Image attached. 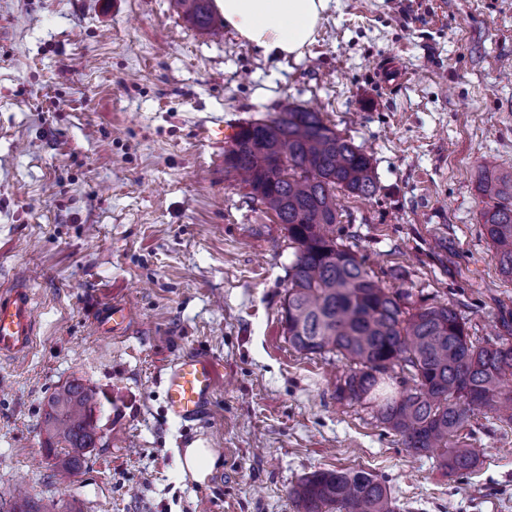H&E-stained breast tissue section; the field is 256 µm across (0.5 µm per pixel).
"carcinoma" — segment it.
<instances>
[{
  "instance_id": "obj_1",
  "label": "carcinoma",
  "mask_w": 512,
  "mask_h": 512,
  "mask_svg": "<svg viewBox=\"0 0 512 512\" xmlns=\"http://www.w3.org/2000/svg\"><path fill=\"white\" fill-rule=\"evenodd\" d=\"M198 31L221 22L212 0H175ZM285 159L282 174L277 160ZM252 198L287 226L294 245L282 305L288 343L304 353L334 352L344 369L336 395L372 404L376 419L417 454L437 453L452 475L476 470L484 449L458 439L470 412L494 408L512 422V343L477 346L449 303L415 305L407 290L382 286L351 247L336 235L342 213L338 193L371 197L378 191L371 158L328 126L321 113L288 100L272 118L239 126L224 155ZM478 191L481 222L500 264L512 279V172L483 168ZM95 393L79 380L48 400L42 430L53 469L78 472L109 437L94 419ZM298 512H397L387 481L356 469L317 470L289 491ZM7 512H58L54 501L14 498Z\"/></svg>"
}]
</instances>
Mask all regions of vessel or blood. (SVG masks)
I'll list each match as a JSON object with an SVG mask.
<instances>
[{"label": "vessel or blood", "mask_w": 512, "mask_h": 512, "mask_svg": "<svg viewBox=\"0 0 512 512\" xmlns=\"http://www.w3.org/2000/svg\"><path fill=\"white\" fill-rule=\"evenodd\" d=\"M97 323L102 330L126 329L128 311L112 305L101 312ZM36 331L32 298L28 289L7 288L0 291V354H23L30 350ZM216 366L204 356L190 355L176 361L165 373L164 390L167 409L176 419H199L216 388Z\"/></svg>", "instance_id": "vessel-or-blood-1"}]
</instances>
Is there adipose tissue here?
I'll return each instance as SVG.
<instances>
[{
	"label": "adipose tissue",
	"instance_id": "obj_1",
	"mask_svg": "<svg viewBox=\"0 0 512 512\" xmlns=\"http://www.w3.org/2000/svg\"><path fill=\"white\" fill-rule=\"evenodd\" d=\"M330 0H216L226 25L271 59L298 58L313 43Z\"/></svg>",
	"mask_w": 512,
	"mask_h": 512
}]
</instances>
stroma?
Instances as JSON below:
<instances>
[{
  "label": "stroma",
  "mask_w": 512,
  "mask_h": 512,
  "mask_svg": "<svg viewBox=\"0 0 512 512\" xmlns=\"http://www.w3.org/2000/svg\"><path fill=\"white\" fill-rule=\"evenodd\" d=\"M286 99L372 158L376 195H339L336 227L366 267L454 304L476 343L512 335L476 183L512 170V0H331L280 62L196 31L174 0H0V289L27 279L36 312L29 352L0 355V504L23 489L83 512H297L289 489L337 467L386 478L401 512H512L511 422L474 411L463 434L483 463L448 475L337 398L336 354L289 345L288 232L203 136ZM114 303L134 322L100 334ZM190 354L218 383L183 422L161 377ZM74 379L111 444L63 478L42 420ZM197 440L220 458L202 482L179 460Z\"/></svg>",
  "instance_id": "stroma-1"
}]
</instances>
